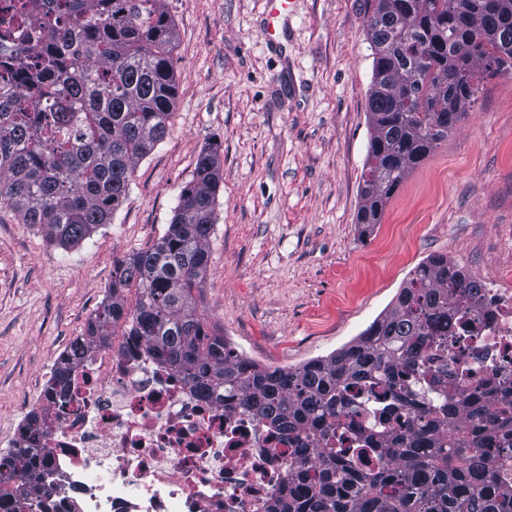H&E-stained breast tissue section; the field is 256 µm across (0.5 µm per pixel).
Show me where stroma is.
I'll use <instances>...</instances> for the list:
<instances>
[{
    "label": "stroma",
    "instance_id": "35a3bbf8",
    "mask_svg": "<svg viewBox=\"0 0 512 512\" xmlns=\"http://www.w3.org/2000/svg\"><path fill=\"white\" fill-rule=\"evenodd\" d=\"M163 7L178 32L171 126L110 223L65 248L0 210V454L100 309L114 261L165 234L214 143L223 181L200 309L243 357L295 368L338 351L435 254L512 288V74L483 84L365 238L355 219L372 81L366 0H292L277 44L261 34L266 0Z\"/></svg>",
    "mask_w": 512,
    "mask_h": 512
}]
</instances>
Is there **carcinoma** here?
<instances>
[{"label": "carcinoma", "mask_w": 512, "mask_h": 512, "mask_svg": "<svg viewBox=\"0 0 512 512\" xmlns=\"http://www.w3.org/2000/svg\"><path fill=\"white\" fill-rule=\"evenodd\" d=\"M373 57L370 128L356 223L366 234L408 173L467 115L483 79L512 70V0H367ZM33 77L44 102L0 112V209L17 211L63 247L109 223L129 193L136 162L169 130L177 95L174 21L161 0H62ZM220 145L197 157L166 233L117 261L102 311L56 361L46 397L115 329L142 337L197 392L253 416L296 444L287 483L266 512H512V380L448 390L428 378L448 327L465 323L487 287L445 254L410 274L388 307L352 343L296 368L239 355L207 323L199 300L222 176ZM135 292V303L128 295ZM386 388L388 400L357 447H336V413L353 391ZM496 414L509 432L491 431ZM42 412L29 439L0 456V512H53L37 500L48 464ZM380 460L369 468L370 456Z\"/></svg>", "instance_id": "obj_1"}]
</instances>
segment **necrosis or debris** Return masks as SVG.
Instances as JSON below:
<instances>
[{"instance_id": "obj_1", "label": "necrosis or debris", "mask_w": 512, "mask_h": 512, "mask_svg": "<svg viewBox=\"0 0 512 512\" xmlns=\"http://www.w3.org/2000/svg\"><path fill=\"white\" fill-rule=\"evenodd\" d=\"M52 0H0V103L16 101L7 63L32 65ZM432 370L467 388L512 375V289L492 288L469 331L454 329ZM47 478L62 512H265L292 448L270 428L202 399L136 336L89 350L65 397L43 404Z\"/></svg>"}]
</instances>
